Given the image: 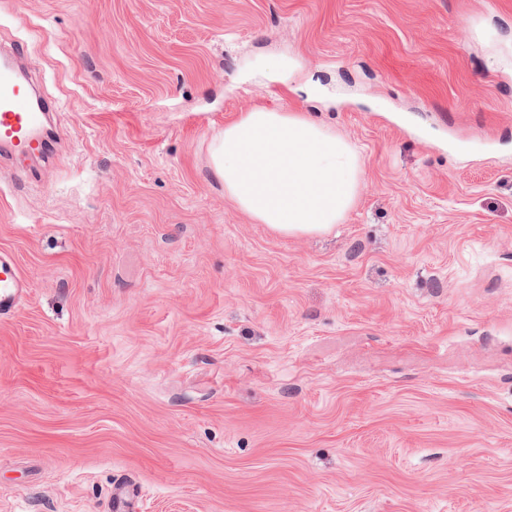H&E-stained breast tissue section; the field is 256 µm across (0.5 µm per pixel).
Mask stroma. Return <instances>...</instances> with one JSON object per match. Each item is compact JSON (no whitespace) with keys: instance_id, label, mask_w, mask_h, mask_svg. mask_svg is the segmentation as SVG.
<instances>
[{"instance_id":"1","label":"stroma","mask_w":512,"mask_h":512,"mask_svg":"<svg viewBox=\"0 0 512 512\" xmlns=\"http://www.w3.org/2000/svg\"><path fill=\"white\" fill-rule=\"evenodd\" d=\"M15 53L0 512H512V0H0ZM261 107L357 148L332 233L225 196ZM36 108L28 87L8 63L0 65V144L22 154L39 153L44 146L36 137L46 116ZM25 282L16 264L7 258H0V315L13 312L24 293Z\"/></svg>"}]
</instances>
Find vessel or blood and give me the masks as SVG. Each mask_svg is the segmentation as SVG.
<instances>
[{
    "instance_id": "1",
    "label": "vessel or blood",
    "mask_w": 512,
    "mask_h": 512,
    "mask_svg": "<svg viewBox=\"0 0 512 512\" xmlns=\"http://www.w3.org/2000/svg\"><path fill=\"white\" fill-rule=\"evenodd\" d=\"M45 118L36 108L28 87L9 63L0 64V145L22 154L43 149L36 132ZM25 293V282L16 264L0 258V315L13 312Z\"/></svg>"
}]
</instances>
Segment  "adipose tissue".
<instances>
[{"mask_svg":"<svg viewBox=\"0 0 512 512\" xmlns=\"http://www.w3.org/2000/svg\"><path fill=\"white\" fill-rule=\"evenodd\" d=\"M210 156L225 195L279 235L330 232L364 180L353 146L302 112L242 113L214 136Z\"/></svg>","mask_w":512,"mask_h":512,"instance_id":"obj_1","label":"adipose tissue"}]
</instances>
